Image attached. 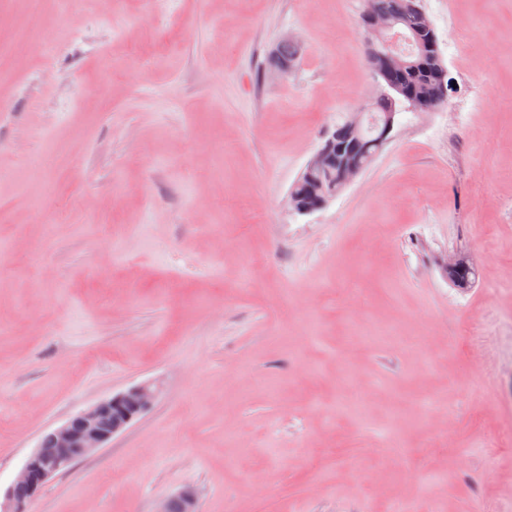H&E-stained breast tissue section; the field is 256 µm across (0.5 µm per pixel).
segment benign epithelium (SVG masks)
<instances>
[{
    "mask_svg": "<svg viewBox=\"0 0 512 512\" xmlns=\"http://www.w3.org/2000/svg\"><path fill=\"white\" fill-rule=\"evenodd\" d=\"M364 23L371 35L367 45L369 57L383 60L385 68L390 70L409 65L398 51L399 35L395 33L394 20L367 12ZM423 32L425 38H417L419 46L427 58L435 59L441 52L433 25L425 22ZM362 117L363 113H354L343 130L331 132L321 142L304 166L307 178L337 168L342 183L348 186L359 176L360 169L353 165L351 156L357 145L354 132L361 125ZM335 198L334 191L324 193L312 203L291 195L288 203L294 213L305 216L325 208ZM160 394L161 387L154 380L133 384L78 411L44 434L0 498V512H28L29 505L53 477L74 461L109 447L116 436L128 430L153 406ZM21 488L28 491V497L18 496ZM159 512H199L195 489L180 488L163 502Z\"/></svg>",
    "mask_w": 512,
    "mask_h": 512,
    "instance_id": "1",
    "label": "benign epithelium"
}]
</instances>
